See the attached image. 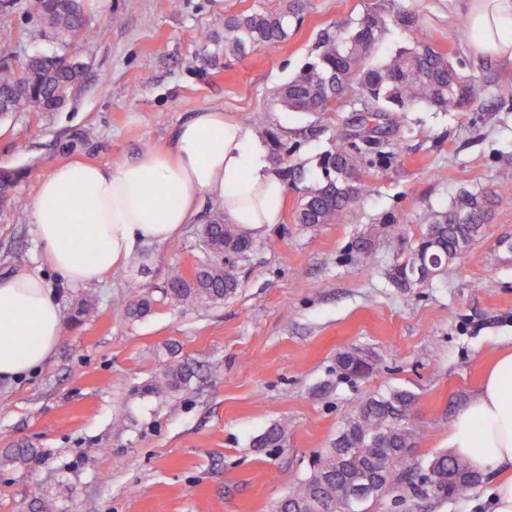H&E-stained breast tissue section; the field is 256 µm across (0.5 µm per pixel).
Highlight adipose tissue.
<instances>
[{"label":"adipose tissue","instance_id":"ef3b65f1","mask_svg":"<svg viewBox=\"0 0 512 512\" xmlns=\"http://www.w3.org/2000/svg\"><path fill=\"white\" fill-rule=\"evenodd\" d=\"M475 56L512 62V0H464ZM209 196L228 224L258 236L278 223L286 183L264 142L223 112L204 109L160 149L109 163H69L41 181L31 217L41 259L68 283L91 286L146 245L178 237ZM92 259H84L86 243ZM60 301L42 275L0 281V380L44 366L64 329ZM453 455L478 471L512 464V351L501 352L448 432Z\"/></svg>","mask_w":512,"mask_h":512}]
</instances>
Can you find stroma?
<instances>
[{
    "label": "stroma",
    "instance_id": "obj_1",
    "mask_svg": "<svg viewBox=\"0 0 512 512\" xmlns=\"http://www.w3.org/2000/svg\"><path fill=\"white\" fill-rule=\"evenodd\" d=\"M284 2L224 0L218 14L211 0H85L96 35L77 46L82 82L56 110L0 118V168L21 173L0 217V278L41 273L68 315L79 299L95 304L84 321L66 322L44 367L0 381V457L21 444L42 452L26 468L0 461V512H41L44 503L54 512H275L345 416L374 392H412L426 425L418 458L447 451L448 431L488 365L512 348V260L497 246L512 236V102L491 97L467 112L416 108L400 132L380 123L396 155L358 171L368 192L350 221L303 227L294 211L319 175L317 158L338 133L360 129L362 105L351 91L327 112H287L272 98L316 55L324 34H342L374 11L415 10L420 38L488 85L512 81V65L473 56L461 0H307L277 52L223 54L225 17ZM203 33L214 44L200 41ZM42 45L36 24L14 8L11 26L0 27V60ZM207 107L247 127L267 113L297 170L280 223L256 237L238 269L236 293L215 304L163 296L171 268L201 254L199 231L217 210L206 196L178 239L145 247L99 284H63L41 262L31 222L41 179L63 163L137 159ZM474 187L501 201L483 237L447 283L400 293L388 270L415 242L425 213ZM386 219L400 225V237H374L370 254L358 255L355 241ZM132 284L156 298L149 315H128ZM172 346L194 378L175 393L147 392ZM345 351L358 352L373 372L341 378L336 359ZM280 420L287 445L254 446ZM504 474L483 473L463 496L385 498L370 512H491L487 490ZM35 483L39 504L27 493Z\"/></svg>",
    "mask_w": 512,
    "mask_h": 512
}]
</instances>
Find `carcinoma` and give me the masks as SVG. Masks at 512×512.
I'll use <instances>...</instances> for the list:
<instances>
[{
    "label": "carcinoma",
    "instance_id": "carcinoma-1",
    "mask_svg": "<svg viewBox=\"0 0 512 512\" xmlns=\"http://www.w3.org/2000/svg\"><path fill=\"white\" fill-rule=\"evenodd\" d=\"M23 9L48 37L49 47L31 53L24 63L0 64L1 116L57 108L85 72L81 63L67 57L77 42L91 35L84 0H23ZM302 9L303 3L293 0L278 11H253L226 18L224 53L236 55L255 46L279 49ZM392 26L406 37L409 46L376 64L373 52ZM418 33L419 17L412 11L403 10L390 17L370 12L344 36L323 40L317 57L274 90V101L287 111L325 112L346 91L354 89L370 116L384 114L399 130L404 125V112L412 108L463 112L487 96L485 84L464 75L434 44L421 41ZM253 129L275 145L274 157L282 166L283 177L294 174L266 113L254 115ZM373 133L375 130L365 127L360 134L336 137L332 149L318 159L320 177L302 196L294 213L295 223L310 226L349 219L353 204L365 192V185L353 180L352 174L374 152L370 147ZM18 179V172L0 170L1 212L10 203ZM495 205L487 192L463 189L446 209L427 212L417 242L390 269L391 283L409 290L426 282H448V269L482 235ZM200 242L202 256L196 259L192 272L186 275L179 267L172 270L166 289L170 299L214 304L236 293L238 263L253 247L250 233L224 223V216L217 214L202 225ZM422 265L432 272L430 278L422 281L407 276L408 267ZM129 293L135 298L129 307L132 314L142 316L152 311L149 296L140 294L138 288L129 289ZM338 367L349 377L361 378L372 372L369 362L349 352L339 355ZM193 377L188 363L169 360L150 384V391L158 395L176 391ZM287 430V423H274L255 438L254 445L280 447ZM424 435L425 426L411 392L391 389L372 394L347 416L338 437L319 454L289 498L293 503H310L313 512H336L347 503L353 482L372 472L387 475L395 490L413 489L417 459L405 458L403 450L416 448ZM37 456L34 448H15L5 460L26 466ZM427 465L461 476L455 484H433L430 492L434 498L464 495L481 479L464 460L446 453L435 455Z\"/></svg>",
    "mask_w": 512,
    "mask_h": 512
}]
</instances>
